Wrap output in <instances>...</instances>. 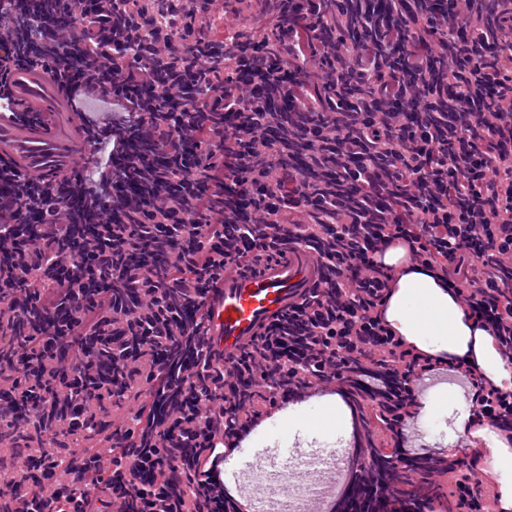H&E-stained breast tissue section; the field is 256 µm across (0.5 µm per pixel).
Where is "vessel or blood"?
<instances>
[{
    "label": "vessel or blood",
    "instance_id": "vessel-or-blood-1",
    "mask_svg": "<svg viewBox=\"0 0 512 512\" xmlns=\"http://www.w3.org/2000/svg\"><path fill=\"white\" fill-rule=\"evenodd\" d=\"M8 77L12 95L33 119L0 122V163L49 184L75 177L86 139L75 114L64 110L55 83L45 72L26 65L12 66ZM321 283L317 256L297 244L291 245L285 259L269 264L260 274L225 269L207 298L215 344L225 354L237 352ZM318 454L295 435L279 440L273 458L259 459L257 466L267 479L269 512H286L288 489L296 483L304 484L309 498L322 493V484L310 478L307 466Z\"/></svg>",
    "mask_w": 512,
    "mask_h": 512
}]
</instances>
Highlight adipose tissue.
<instances>
[{
  "label": "adipose tissue",
  "instance_id": "1",
  "mask_svg": "<svg viewBox=\"0 0 512 512\" xmlns=\"http://www.w3.org/2000/svg\"><path fill=\"white\" fill-rule=\"evenodd\" d=\"M395 315L407 335L425 337L435 349L456 346L469 334L461 323L460 310L430 278L422 275L402 278Z\"/></svg>",
  "mask_w": 512,
  "mask_h": 512
}]
</instances>
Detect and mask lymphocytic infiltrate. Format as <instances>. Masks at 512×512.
Here are the masks:
<instances>
[{
  "instance_id": "obj_1",
  "label": "lymphocytic infiltrate",
  "mask_w": 512,
  "mask_h": 512,
  "mask_svg": "<svg viewBox=\"0 0 512 512\" xmlns=\"http://www.w3.org/2000/svg\"><path fill=\"white\" fill-rule=\"evenodd\" d=\"M0 0L11 65L43 69L87 136L76 180L0 164V498L9 512H255L224 463L337 396L347 466L307 512H512L494 469L412 444L426 382L459 378L466 445L512 447V0ZM295 243L324 279L224 356L209 283ZM461 272L454 281L451 271ZM462 313L431 352L388 309L404 276ZM114 455L104 461L100 447ZM398 470L380 476L375 457ZM320 403L321 402L313 401L307 404H303L302 406L297 407L298 409L289 412L287 415L276 421V423L270 425L265 430L258 432L249 443V447L245 448L241 454L237 455L247 453L250 456H258L265 453L267 449L270 448L266 446L267 443L265 442V438L267 436L284 433L287 430L289 434L300 422V419L309 411L317 409L320 406ZM299 409H301L300 412L293 413Z\"/></svg>"
}]
</instances>
